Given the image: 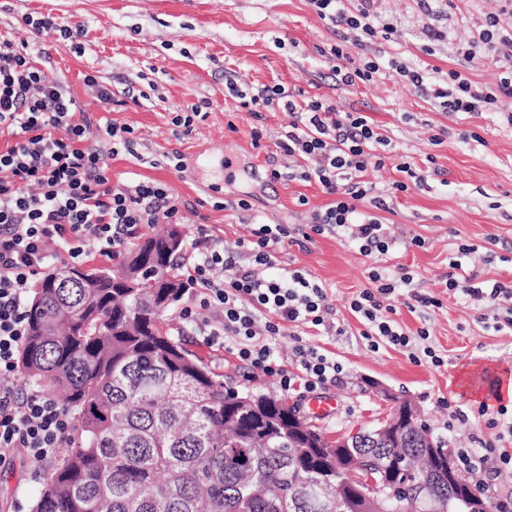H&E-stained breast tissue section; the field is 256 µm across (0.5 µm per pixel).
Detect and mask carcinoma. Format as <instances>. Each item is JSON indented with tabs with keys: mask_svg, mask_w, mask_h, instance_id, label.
Segmentation results:
<instances>
[{
	"mask_svg": "<svg viewBox=\"0 0 512 512\" xmlns=\"http://www.w3.org/2000/svg\"><path fill=\"white\" fill-rule=\"evenodd\" d=\"M165 233L149 236L120 268L56 272L35 287L18 357L22 380L64 396L76 430L60 451L32 512H329L315 490L333 485L339 512H373L342 469L373 460L422 483L448 512V472L426 456L446 444L406 423L397 440H347L288 431L296 410L239 405L224 374L184 344L174 308L186 285ZM466 491L495 512L480 486Z\"/></svg>",
	"mask_w": 512,
	"mask_h": 512,
	"instance_id": "carcinoma-1",
	"label": "carcinoma"
}]
</instances>
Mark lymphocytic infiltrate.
I'll return each instance as SVG.
<instances>
[{"instance_id": "lymphocytic-infiltrate-1", "label": "lymphocytic infiltrate", "mask_w": 512, "mask_h": 512, "mask_svg": "<svg viewBox=\"0 0 512 512\" xmlns=\"http://www.w3.org/2000/svg\"><path fill=\"white\" fill-rule=\"evenodd\" d=\"M317 14L340 27L341 35L320 54L347 57L378 37L390 38L369 0H310ZM493 57L504 64L496 93L462 77L456 70L440 79L436 70L396 64L414 88L443 100L449 111L479 113L495 95L512 97V29L499 14H488L483 29L462 53L464 62ZM241 108L261 117L282 109L293 116L290 130L275 143L276 156L302 162L304 180L316 181L329 196L328 204L312 209L313 232L334 233L357 245L373 259L386 255L395 240L385 227L384 214L393 212L402 179L384 186L368 181L369 171L383 169L387 140L367 116L344 112L324 99L303 92L286 93L265 86L242 96ZM95 122L62 80L49 79L26 42L0 37V135L13 142L0 151V464L23 454L38 470L54 459L74 427L62 406L38 391L20 393L17 354L27 335L26 295L49 266L75 264L90 254L119 258L123 248L146 227L176 224L181 204L161 182H113L111 159L133 153L129 125L106 122L105 138L93 133ZM368 201L370 212L358 208ZM281 224H261L235 250H215L192 241L186 280L192 295L178 315L206 343L225 344L239 361L276 378L283 392L302 398L338 383L344 368L335 357L317 348L297 346L295 367L287 369L274 356L272 340L291 326L326 325L329 307L318 283L300 271L269 275L275 248L289 237ZM248 255L240 266L238 255ZM373 288L364 289L350 308L370 325L372 335L405 346L409 339L395 331L383 313L384 300L394 297L397 284L373 274ZM449 290L485 302L496 311L512 300V284L476 283L474 276L449 277Z\"/></svg>"}]
</instances>
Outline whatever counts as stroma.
<instances>
[{
	"mask_svg": "<svg viewBox=\"0 0 512 512\" xmlns=\"http://www.w3.org/2000/svg\"><path fill=\"white\" fill-rule=\"evenodd\" d=\"M374 7L394 34L352 49L338 65L354 69L374 57L413 62L444 73L459 70L495 90L500 63L483 59L468 66L457 50L476 35L486 14L499 10L498 0H434L428 11L419 0H376ZM26 14L56 17L82 35H32L20 26ZM432 30L444 32V39L429 42ZM1 34L45 53L47 76L65 80L91 116L131 126L137 154L113 160V180L164 182L176 200L192 204L181 221L187 239L207 237L219 250L234 249L260 220L304 228L308 210L329 201L316 183L269 181L268 156L291 118L280 110L266 112L267 136L253 147L255 121L229 96L227 82L301 89L339 110L369 116L390 150L429 171L428 185L399 194L387 217L397 243L378 260L328 233L313 235L302 247L288 238L277 247L272 275L298 270L320 284L333 317L330 330L300 328L278 337L275 355L293 367L294 348L303 344L335 356L346 369L341 383L309 399L288 396L287 402L307 416L311 400H335V414L317 423L331 438L374 425L400 397L419 407L448 448L469 447L475 435L497 442V430L487 428L476 409L482 402L494 409L502 404L498 390L512 380V326L505 311H490L449 291L445 282L456 261L462 274L478 280H512V99L500 98L478 115L447 112L392 71L369 85L339 87L335 64L320 54L335 41L336 30L308 0H0ZM427 44L428 55L422 52ZM88 74L110 77L111 112L94 102L84 83ZM193 103L201 104L202 116L191 127L176 125L175 116ZM174 150L184 162L179 172L166 158ZM241 199L249 209L237 208ZM374 270L393 282L409 276L408 293L439 299V306L410 309L395 297L392 320L410 337L427 329L426 344L440 365L425 356L412 360L407 349L389 343L370 347L363 336L367 323L349 303L371 287ZM186 344L236 390L279 392L274 379L245 367L221 346H206L197 336ZM454 408L465 412V422L451 423ZM42 485V472L15 456L0 467V512H31Z\"/></svg>",
	"mask_w": 512,
	"mask_h": 512,
	"instance_id": "stroma-1",
	"label": "stroma"
}]
</instances>
